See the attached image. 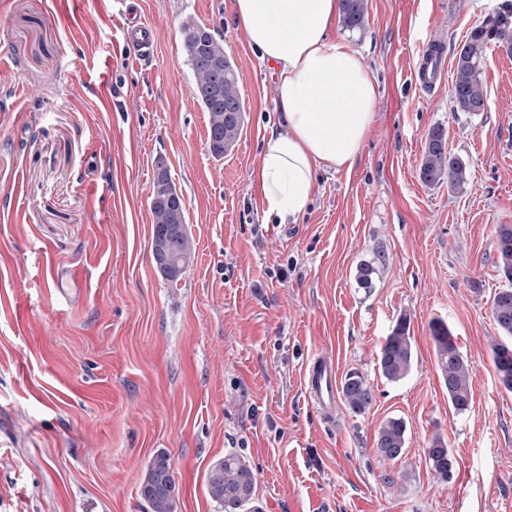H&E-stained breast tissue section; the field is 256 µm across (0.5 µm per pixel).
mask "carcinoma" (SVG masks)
I'll return each mask as SVG.
<instances>
[{"label": "carcinoma", "instance_id": "1", "mask_svg": "<svg viewBox=\"0 0 512 512\" xmlns=\"http://www.w3.org/2000/svg\"><path fill=\"white\" fill-rule=\"evenodd\" d=\"M340 22L348 31L361 32L367 22L366 0H341ZM182 50L194 79L195 99L208 114L207 145L211 155L220 160L237 143L244 116L235 119L224 112V103L244 107L240 93V74L224 50V40L192 17L180 25ZM502 47L512 54V6L485 18L467 34L455 53L452 101L454 111L475 115L486 103L485 68L489 45ZM421 180L429 185L448 182V189L464 191L470 183V169L461 158L448 152L445 133L434 128L428 134L419 166ZM149 208L152 234L169 237V266L160 269L164 280L177 285L194 257V243L188 230L183 195L177 191L167 169L158 167ZM497 267L512 283V224H498ZM491 316L500 340L493 347V365L499 382L512 391V288L501 289L494 297ZM430 333L440 377L448 391V403L458 414L469 410V365L458 346L457 337L448 323L434 319ZM378 372L389 383L406 379L415 367V354L409 324L399 319L392 327L377 356ZM342 396L354 413H363L373 402V391L358 373L350 372L342 381ZM407 424L389 418L377 430L376 450L385 461H395L407 450ZM428 462L442 482L453 478L455 458L440 437L430 440ZM255 473L248 461L230 451L211 466L206 488L209 497L222 512H262L255 498ZM149 512H176L178 488L170 460L157 454L147 466L139 488Z\"/></svg>", "mask_w": 512, "mask_h": 512}]
</instances>
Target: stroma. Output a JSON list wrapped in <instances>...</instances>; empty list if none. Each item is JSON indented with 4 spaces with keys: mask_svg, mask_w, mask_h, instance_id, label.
Here are the masks:
<instances>
[{
    "mask_svg": "<svg viewBox=\"0 0 512 512\" xmlns=\"http://www.w3.org/2000/svg\"><path fill=\"white\" fill-rule=\"evenodd\" d=\"M504 2L367 0L363 32L337 28L377 82V120L354 166L319 172L306 211L280 224L250 178L277 119L273 79L233 0H0V512H149L139 485L159 451L177 512H219L207 474L230 450L263 512H512V392L490 317L507 285L494 227L512 224V55L489 47L476 115L454 111L451 77L415 79L426 37L454 57ZM131 11L155 28L145 59L122 41ZM190 15L241 75L244 127L219 161L182 51ZM436 127L470 167L462 192L419 177ZM160 162L195 243L175 286L151 246ZM60 264L83 272L79 301L56 296ZM403 316L417 365L392 384L377 355ZM438 318L470 366L459 415L437 371ZM320 354L364 376L367 411L323 419L304 385ZM391 417L408 449L383 461ZM436 435L455 458L445 485L427 458ZM407 424L400 418H389L377 430L376 450L384 461H395L407 450Z\"/></svg>",
    "mask_w": 512,
    "mask_h": 512,
    "instance_id": "obj_1",
    "label": "stroma"
}]
</instances>
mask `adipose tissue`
Segmentation results:
<instances>
[{"mask_svg":"<svg viewBox=\"0 0 512 512\" xmlns=\"http://www.w3.org/2000/svg\"><path fill=\"white\" fill-rule=\"evenodd\" d=\"M233 12L275 83L278 127L251 179L285 224L307 208L319 171L353 167L376 118L377 87L336 35L339 0H233Z\"/></svg>","mask_w":512,"mask_h":512,"instance_id":"obj_1","label":"adipose tissue"}]
</instances>
